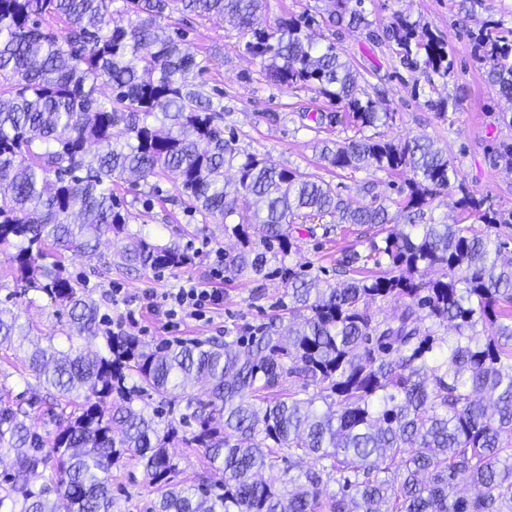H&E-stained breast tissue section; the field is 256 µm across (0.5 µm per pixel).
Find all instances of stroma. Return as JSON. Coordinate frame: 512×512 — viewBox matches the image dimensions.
Here are the masks:
<instances>
[{
	"mask_svg": "<svg viewBox=\"0 0 512 512\" xmlns=\"http://www.w3.org/2000/svg\"><path fill=\"white\" fill-rule=\"evenodd\" d=\"M458 0H367L370 20L388 23L394 12L431 23L444 35L452 50L455 65L450 77L426 86L422 96L412 92L414 84H424V76L399 62L389 46L377 45L365 33L317 26L314 37L331 40L350 58L364 79V86L380 111L391 113L388 125L381 127L385 138L400 140L425 135L448 148L456 158L460 179L466 186L490 199L495 208L512 210V172L491 169L486 154L493 140H512V127L501 124L500 113L511 112L512 103L496 95L483 77L484 65L474 55L466 28H478L480 22L495 19L512 28V0H476L473 19L468 27L457 23ZM173 30L182 32L187 41L208 59V69L200 81L207 94H221L224 105V130L234 132L241 150L271 159L274 163L310 172L331 182L351 205L371 202V195L361 191L363 182L375 184L377 192L395 194L404 179L384 171H338L324 165L320 150L324 142L353 138L356 130L343 118L341 105L306 87L280 86L270 81L259 62L242 51L236 29L227 22L196 16L175 17ZM453 97L455 108L440 115L430 110L426 98ZM160 193L145 185L136 192L119 188L124 200L133 204L137 215L131 229L165 240L174 239L181 246L199 249L203 245L231 249L235 239L225 237L221 221L201 223L189 202L178 197L169 181H161ZM367 227L353 225L347 232L323 229L298 230L299 251L296 261L321 269L323 279L336 281V270L345 254L363 250ZM119 244L112 236L102 238L96 255L65 253L62 266L67 275L81 279L84 292L94 300L101 315L123 322L125 333L138 336L147 344L162 341L191 342L223 340L237 335L248 325L267 321L276 314L287 290L280 283L263 280L245 272L232 279L213 280L211 265L205 255L197 254L191 264L165 275L141 268L120 266ZM216 282L224 290V307L206 322L190 321L169 332L163 321L142 307L145 292H164L185 279ZM122 287L124 301L113 304V287ZM8 301L31 333L23 344L0 347V387L12 390L21 401L32 402V420L39 433L55 432L57 423L45 411L39 386L24 387L28 354L34 344L62 340L67 315L61 308L46 306L32 299L14 278L9 250H0V301ZM191 432L183 426L181 435L169 447L178 464V482L196 486L212 474L200 449L185 441ZM157 494L143 480L142 467L129 459L112 471V512H148Z\"/></svg>",
	"mask_w": 512,
	"mask_h": 512,
	"instance_id": "35a3bbf8",
	"label": "stroma"
}]
</instances>
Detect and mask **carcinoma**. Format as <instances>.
Segmentation results:
<instances>
[{
  "label": "carcinoma",
  "mask_w": 512,
  "mask_h": 512,
  "mask_svg": "<svg viewBox=\"0 0 512 512\" xmlns=\"http://www.w3.org/2000/svg\"><path fill=\"white\" fill-rule=\"evenodd\" d=\"M311 14L263 23L264 0H0V245H11L18 280L49 305L67 309L68 345L48 341L29 355L37 385L56 405L79 404L57 433L42 436L29 413L0 395V450L14 454L7 512H112V468L135 457L159 498L152 512H512V250L509 239L462 223L512 224L459 182L454 158L434 139L363 134L392 120L361 84L353 62L312 25L346 26L393 47L400 62L448 77L454 59L431 24L400 12L384 26L365 0H323ZM128 17L117 25L115 14ZM194 13L230 21L276 84L312 86L344 104L360 136L324 145L326 165L410 174L405 196L353 208L330 183L239 150L216 118L220 101L195 83L207 70L182 34L161 21ZM66 23L58 33L45 18ZM485 80L512 100V28L489 19L466 30ZM112 93L101 96V88ZM487 162L512 171V141L491 145ZM236 169L234 183L224 179ZM173 176L180 195L224 224L238 247L224 253V277L244 272L288 289L282 317L245 327L224 343L149 346L102 329L82 285L44 262L48 247L95 251L103 236L127 241L129 267L175 269L191 261L175 241L133 232V212L112 186L134 189ZM457 187V219L437 223L432 199ZM404 223H393L391 209ZM370 225L386 232L345 259L350 277L331 285L301 264L291 218ZM438 267L442 278L424 272ZM399 313L379 317L377 301ZM451 326L452 335L440 333ZM29 335L0 307V346ZM102 336L88 358L73 337ZM203 380L206 398H185ZM140 396L187 399L195 422L188 442L203 451L216 480L172 482L168 445L178 426L134 405ZM310 456L303 475L255 479L281 453ZM44 476L34 488L30 479ZM336 482L337 489L330 487ZM478 489L473 498L458 487Z\"/></svg>",
  "instance_id": "cac0c4a2"
}]
</instances>
